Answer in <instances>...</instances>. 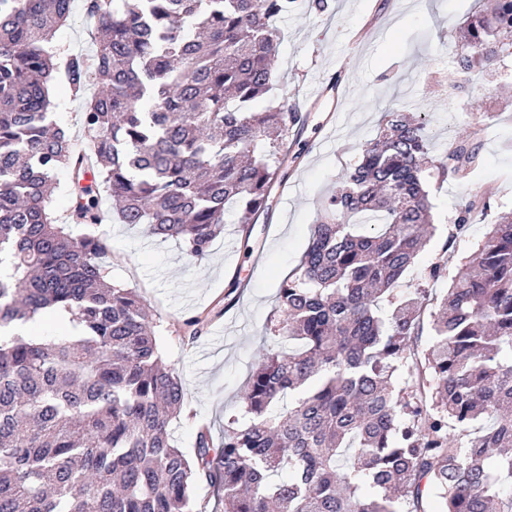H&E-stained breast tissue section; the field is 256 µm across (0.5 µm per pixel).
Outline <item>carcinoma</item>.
Returning <instances> with one entry per match:
<instances>
[{"label":"carcinoma","mask_w":512,"mask_h":512,"mask_svg":"<svg viewBox=\"0 0 512 512\" xmlns=\"http://www.w3.org/2000/svg\"><path fill=\"white\" fill-rule=\"evenodd\" d=\"M71 4L0 0V512H200L203 483L224 512H512V212L433 310L398 294L426 239L428 180L466 179L480 144L458 139L427 166L426 125L384 113L279 288L291 351L260 356L245 414L217 446L200 427L192 463L172 442L186 392L156 323L107 280L105 239L54 214L55 174H91L74 224L103 222V190L120 223L190 259L229 210L249 240L284 177L279 137L305 127L286 98L255 111L297 0H86L97 49L63 57ZM505 54L512 0H493L464 25L448 93ZM60 72L84 100V153L54 119ZM490 208L475 195L457 227ZM426 313L432 342L413 357ZM33 321L62 331L13 332Z\"/></svg>","instance_id":"obj_1"}]
</instances>
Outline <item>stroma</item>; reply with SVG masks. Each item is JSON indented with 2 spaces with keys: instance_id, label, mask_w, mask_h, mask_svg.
Listing matches in <instances>:
<instances>
[{
  "instance_id": "obj_1",
  "label": "stroma",
  "mask_w": 512,
  "mask_h": 512,
  "mask_svg": "<svg viewBox=\"0 0 512 512\" xmlns=\"http://www.w3.org/2000/svg\"><path fill=\"white\" fill-rule=\"evenodd\" d=\"M486 0H328L326 11L307 7L278 21L281 32L274 97L288 98L306 114L302 133L284 135L286 177L274 185L268 213L250 238L236 232L226 214L224 231L209 255L189 259L174 239L111 219L98 228L109 251L112 284L133 288L157 322L166 364L176 368L187 391L185 411L171 424L175 445L194 452L199 426L222 442L229 419L241 416L239 391L267 350H281L271 331L280 318L278 288L299 265L321 200L340 185L364 147L378 138L383 112L396 108L422 119L432 158L463 134L481 144L482 163L462 182L434 183L428 199L435 231L403 281L442 298L461 259L471 257L492 217L512 210V57L490 73L473 75L466 92L449 95L442 85L454 67L455 32ZM85 0H73L70 23L56 34L59 49L91 54L96 49ZM491 191L487 216L466 224L456 239L448 230L473 195ZM445 264L448 276L431 279ZM239 280L229 292L230 280ZM199 321L197 337L184 322Z\"/></svg>"
}]
</instances>
